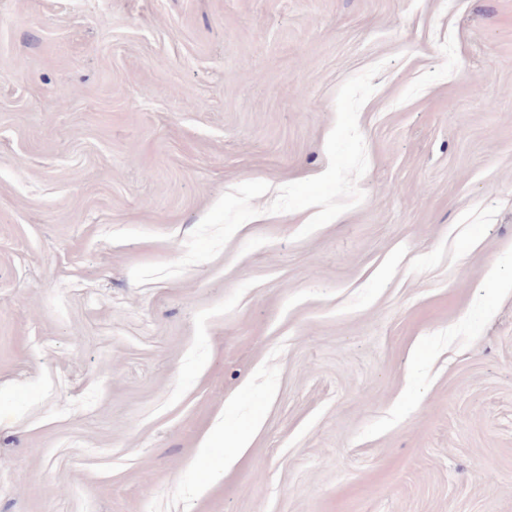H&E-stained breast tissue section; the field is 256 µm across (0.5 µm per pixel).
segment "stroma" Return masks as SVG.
I'll list each match as a JSON object with an SVG mask.
<instances>
[{"label": "stroma", "mask_w": 512, "mask_h": 512, "mask_svg": "<svg viewBox=\"0 0 512 512\" xmlns=\"http://www.w3.org/2000/svg\"><path fill=\"white\" fill-rule=\"evenodd\" d=\"M0 512H512V0H0Z\"/></svg>", "instance_id": "obj_1"}]
</instances>
